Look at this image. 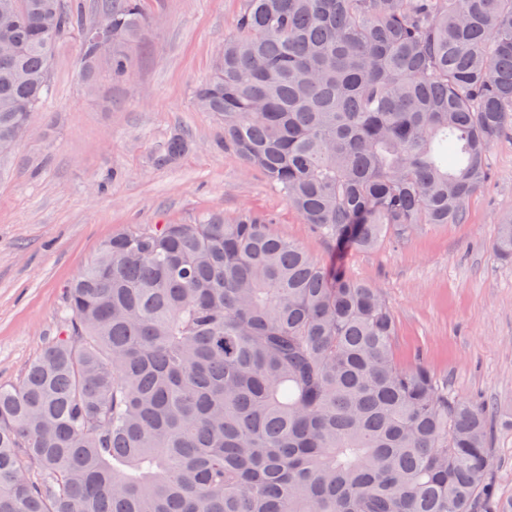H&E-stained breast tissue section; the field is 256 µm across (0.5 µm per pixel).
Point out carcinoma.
<instances>
[{"label": "carcinoma", "instance_id": "cac0c4a2", "mask_svg": "<svg viewBox=\"0 0 512 512\" xmlns=\"http://www.w3.org/2000/svg\"><path fill=\"white\" fill-rule=\"evenodd\" d=\"M0 160L58 40L127 73L140 0H0ZM112 27L100 52L88 38ZM198 105L224 149L334 246L467 224L512 137V0H243ZM189 140L156 157L169 166ZM270 214L138 227L67 286L65 334L0 386V512L492 509L482 406L395 357L380 291L272 234ZM512 264V224L493 243Z\"/></svg>", "mask_w": 512, "mask_h": 512}]
</instances>
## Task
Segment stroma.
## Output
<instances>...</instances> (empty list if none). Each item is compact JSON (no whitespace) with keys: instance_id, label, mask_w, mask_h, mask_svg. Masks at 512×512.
Masks as SVG:
<instances>
[{"instance_id":"obj_1","label":"stroma","mask_w":512,"mask_h":512,"mask_svg":"<svg viewBox=\"0 0 512 512\" xmlns=\"http://www.w3.org/2000/svg\"><path fill=\"white\" fill-rule=\"evenodd\" d=\"M242 0H143L148 17L125 77L87 85L78 33L62 36L50 95L10 164L0 167V385L20 381L62 329L65 286L112 235L271 213L272 233L378 288L393 311L395 353L423 361L459 398L484 404L495 499L512 501V265L492 243L512 221V138L489 153L491 178L465 224H424L402 241L338 252L288 208L257 170L224 148L196 103L235 31ZM192 142L171 167L154 160L174 133Z\"/></svg>"}]
</instances>
